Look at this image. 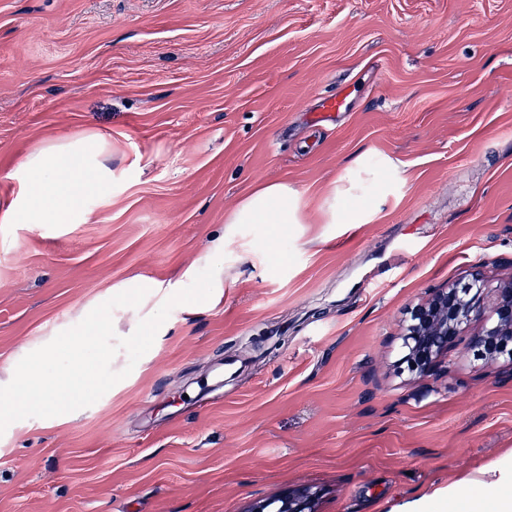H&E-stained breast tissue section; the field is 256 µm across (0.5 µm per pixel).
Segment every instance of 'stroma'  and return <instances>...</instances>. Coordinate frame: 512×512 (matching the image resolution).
Listing matches in <instances>:
<instances>
[{
	"instance_id": "stroma-1",
	"label": "stroma",
	"mask_w": 512,
	"mask_h": 512,
	"mask_svg": "<svg viewBox=\"0 0 512 512\" xmlns=\"http://www.w3.org/2000/svg\"><path fill=\"white\" fill-rule=\"evenodd\" d=\"M70 137L112 178L78 223H0V382L112 289L187 287L219 239L224 296L118 351L77 416L1 433L0 512H250L303 485L317 512H411L512 473V383L461 347L434 379L399 367L409 307L512 275V0H0V210ZM272 181L301 223H227ZM379 205L378 200L357 199L344 210V222L346 224H358L372 213Z\"/></svg>"
}]
</instances>
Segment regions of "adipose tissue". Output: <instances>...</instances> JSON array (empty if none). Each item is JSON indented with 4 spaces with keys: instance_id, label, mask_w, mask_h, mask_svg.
Returning <instances> with one entry per match:
<instances>
[{
    "instance_id": "adipose-tissue-1",
    "label": "adipose tissue",
    "mask_w": 512,
    "mask_h": 512,
    "mask_svg": "<svg viewBox=\"0 0 512 512\" xmlns=\"http://www.w3.org/2000/svg\"><path fill=\"white\" fill-rule=\"evenodd\" d=\"M99 152L86 139L48 145L29 156L17 177L22 190L0 215L4 224H69L83 214V202L109 180ZM231 224H297L300 204L284 182H270L246 195L227 218ZM495 464L482 476L461 478L448 489L449 500L461 501L463 512H512V479L500 476Z\"/></svg>"
}]
</instances>
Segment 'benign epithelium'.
<instances>
[{"instance_id":"obj_1","label":"benign epithelium","mask_w":512,"mask_h":512,"mask_svg":"<svg viewBox=\"0 0 512 512\" xmlns=\"http://www.w3.org/2000/svg\"><path fill=\"white\" fill-rule=\"evenodd\" d=\"M480 320L477 302L465 299L455 287L436 288L424 302L410 311L400 336L406 359L419 378L439 375L448 353L463 329ZM512 340V278L500 284L492 300V316L470 337L468 347L481 350L498 365V376L512 380V353L499 352L502 341ZM316 493L308 488L291 490L276 500L264 502L249 512H316Z\"/></svg>"}]
</instances>
